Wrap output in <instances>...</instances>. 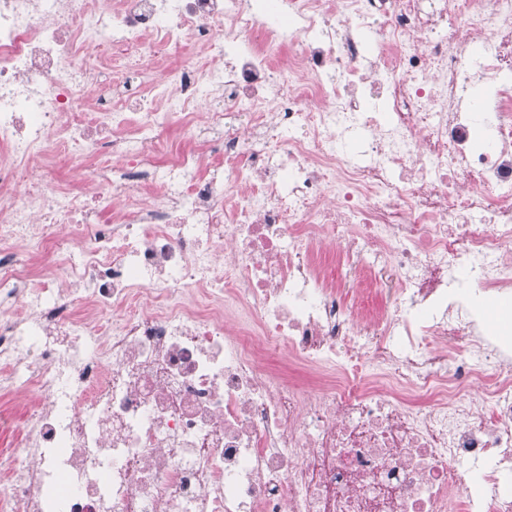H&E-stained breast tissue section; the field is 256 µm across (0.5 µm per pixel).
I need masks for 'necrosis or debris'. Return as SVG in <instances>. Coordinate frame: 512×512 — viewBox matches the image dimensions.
<instances>
[{
  "label": "necrosis or debris",
  "mask_w": 512,
  "mask_h": 512,
  "mask_svg": "<svg viewBox=\"0 0 512 512\" xmlns=\"http://www.w3.org/2000/svg\"><path fill=\"white\" fill-rule=\"evenodd\" d=\"M467 287L512 0H0V512H512Z\"/></svg>",
  "instance_id": "4bbe7bcc"
}]
</instances>
